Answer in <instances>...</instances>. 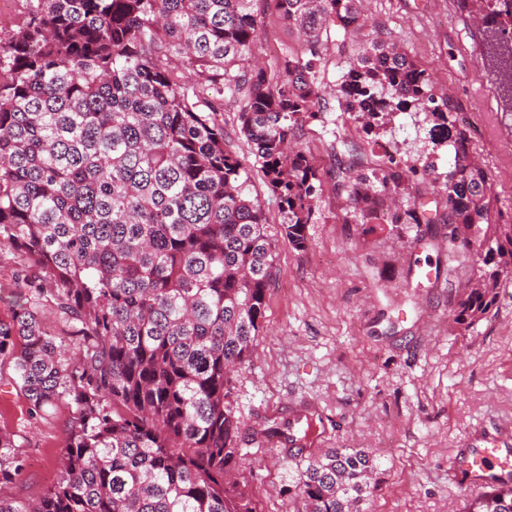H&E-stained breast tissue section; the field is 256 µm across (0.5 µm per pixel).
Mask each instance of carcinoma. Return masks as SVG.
I'll use <instances>...</instances> for the list:
<instances>
[{"label": "carcinoma", "mask_w": 512, "mask_h": 512, "mask_svg": "<svg viewBox=\"0 0 512 512\" xmlns=\"http://www.w3.org/2000/svg\"><path fill=\"white\" fill-rule=\"evenodd\" d=\"M259 0H29L26 21L0 37V251L25 278L18 309L0 319V368L33 417L74 408L60 474L34 504L0 496V512H261L241 469L233 370L259 336L275 253L253 173L277 197L282 233L307 248L322 182L295 145L331 111L325 52L359 0H277L304 37L278 75L245 65L258 40ZM481 26L504 111L512 112V0H457ZM344 55L333 92L362 123L369 151L348 148L353 177L334 188L366 218L431 176L444 215L424 205L392 224L448 225V257L476 256L454 320L487 318L512 279V224L502 223L486 170L467 149L458 105L382 37ZM254 159L226 148L224 92ZM395 112H424L436 173L396 158L378 129ZM68 324L58 335L40 312ZM23 460L0 433V486ZM373 460L331 449L300 464L306 512H357ZM465 512H512V486Z\"/></svg>", "instance_id": "carcinoma-1"}]
</instances>
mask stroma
<instances>
[{"label": "stroma", "instance_id": "obj_1", "mask_svg": "<svg viewBox=\"0 0 512 512\" xmlns=\"http://www.w3.org/2000/svg\"><path fill=\"white\" fill-rule=\"evenodd\" d=\"M255 56L276 69L303 38L280 18L277 0H258ZM364 25L346 33L350 52L384 34L431 74L437 92L452 96L477 134L474 159L485 166L499 207L512 222V114L504 112L481 62L482 36L456 0H363ZM424 113L394 115L380 131L397 157L415 162L426 145ZM359 142L353 122L306 126L300 141L323 182L307 227L308 247L296 250L280 233L283 217L261 178H254L276 253L267 307L256 346L233 373L245 477L263 512H301L294 490L298 467L330 448L361 449L378 468L360 512H463L471 490L451 479L468 432L512 424V281L498 290L488 317L469 329L454 308L474 267L449 262L448 227L394 224V208L433 204V185L396 198L377 220L363 223L336 195V168L349 164L338 140ZM430 267L432 279L420 276ZM0 371V431L13 435L23 473L0 495L38 500L58 473L72 411L59 403L44 418ZM307 410L319 427L314 442L290 445L270 435L272 423Z\"/></svg>", "mask_w": 512, "mask_h": 512}]
</instances>
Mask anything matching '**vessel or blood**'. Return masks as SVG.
I'll return each instance as SVG.
<instances>
[{
  "label": "vessel or blood",
  "mask_w": 512,
  "mask_h": 512,
  "mask_svg": "<svg viewBox=\"0 0 512 512\" xmlns=\"http://www.w3.org/2000/svg\"><path fill=\"white\" fill-rule=\"evenodd\" d=\"M453 480L468 489L511 482L512 430L497 427L475 435L454 461Z\"/></svg>",
  "instance_id": "obj_1"
}]
</instances>
